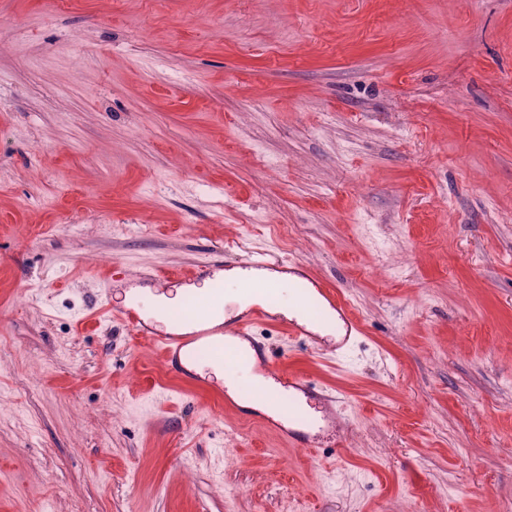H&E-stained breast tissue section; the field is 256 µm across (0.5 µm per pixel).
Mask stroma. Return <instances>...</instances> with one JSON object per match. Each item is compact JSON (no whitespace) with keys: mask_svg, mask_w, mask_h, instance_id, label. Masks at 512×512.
Returning a JSON list of instances; mask_svg holds the SVG:
<instances>
[{"mask_svg":"<svg viewBox=\"0 0 512 512\" xmlns=\"http://www.w3.org/2000/svg\"><path fill=\"white\" fill-rule=\"evenodd\" d=\"M299 259L350 445L165 375L94 300ZM0 512H512V0H0ZM228 261L224 260V258L215 255L210 258L208 261L196 265L193 270L188 273L177 276L175 281H179L184 285H193L197 284L200 281H203L207 278L214 279L215 274L219 272H224V267H227L226 264ZM318 292L327 300L329 307L336 312V316L343 322L345 333L332 343L331 348L333 351H336L337 354L344 353L349 350L360 337L362 325L337 290L326 285H321ZM267 423L271 424L283 433H286L288 438L291 439L293 446L296 448L318 450L320 448L343 447L341 437L337 436L336 432L334 431L317 437L316 435H310L309 433L292 429L290 426L287 428L282 423L276 422L274 420H267Z\"/></svg>","mask_w":512,"mask_h":512,"instance_id":"stroma-1","label":"stroma"}]
</instances>
